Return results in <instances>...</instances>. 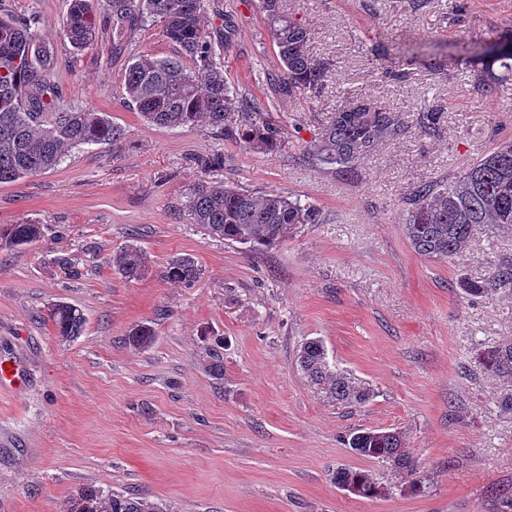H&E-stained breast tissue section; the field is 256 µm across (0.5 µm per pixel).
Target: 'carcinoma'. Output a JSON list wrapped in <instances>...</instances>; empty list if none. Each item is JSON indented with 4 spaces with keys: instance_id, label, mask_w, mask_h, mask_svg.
I'll return each instance as SVG.
<instances>
[{
    "instance_id": "carcinoma-1",
    "label": "carcinoma",
    "mask_w": 512,
    "mask_h": 512,
    "mask_svg": "<svg viewBox=\"0 0 512 512\" xmlns=\"http://www.w3.org/2000/svg\"><path fill=\"white\" fill-rule=\"evenodd\" d=\"M108 12L100 14L94 0H70L64 36L81 51L95 41L99 31L117 36L140 25L159 27L162 36L178 45L192 65L175 58H139L126 66L125 89L142 119L168 129L205 126L214 136L231 140L251 152L276 155L290 148L282 128L265 123L239 128L230 115L248 107L235 87L224 78V58L205 32L203 16L209 0H107ZM267 31L277 48L282 74L271 82L278 97L292 98L302 89L324 88L334 64L310 55V31L288 16L283 0H261ZM33 17L15 18L0 0V184L58 168L71 149L93 144H121L124 132L105 114L83 106L59 112L55 105L51 72L53 58L34 30ZM512 73V30L480 49ZM447 105L434 98L405 117L364 96H355L321 124L314 151L307 158L330 167L347 180L359 176L362 160L379 145L414 131L436 139L444 130ZM402 204L403 231L414 250L428 258L453 260L466 252L473 228L493 232L512 227V140L500 143L473 162L454 180L419 181L410 185ZM191 224H203L210 233L251 251L273 248L301 224H317L319 212L289 196L263 191H241L217 185L199 192L188 210ZM38 224H9L0 228V250L36 242ZM112 265L129 281L149 273L147 257L136 244L122 247ZM166 279L192 285L198 267L190 255L172 258L164 267ZM459 287L470 298L500 288H512V257L502 258L480 281L462 279ZM49 318L56 334L74 340L85 330L79 308L58 302ZM151 326L132 327L126 343L145 347L152 343ZM478 360L489 373L512 381V341L483 349ZM299 365L308 378L343 404H361L373 390L343 372L332 374L323 343L303 344ZM357 455L392 462L407 474H417L418 462L407 448L404 433L393 430H357L346 437ZM336 485L356 487L358 496L375 498L383 486L365 471L338 467L332 473ZM64 512H169L168 506L147 496H136L86 486L70 497Z\"/></svg>"
}]
</instances>
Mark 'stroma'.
Masks as SVG:
<instances>
[{
	"mask_svg": "<svg viewBox=\"0 0 512 512\" xmlns=\"http://www.w3.org/2000/svg\"><path fill=\"white\" fill-rule=\"evenodd\" d=\"M217 2L205 27L216 39L233 25L224 75L250 103L233 119L282 125L286 152L146 124L127 103L124 73L132 58L176 56L159 28L119 41L106 30L77 51L63 35L69 0H5L16 16H37L60 104L107 113L125 138L0 184V227L46 228L39 242L0 252V356L19 361L25 379L21 392L0 389V512H63L83 486L145 495L171 512H503L512 415L497 402L512 381L485 373L475 351L512 340V292L470 301L459 281L512 255V230L479 228L459 259L427 258L403 233L398 199L413 181L454 177L512 139V76L470 63L472 48L512 29V0H428L420 10L411 0H287L313 56L335 69L321 93L281 100L262 80L280 63L259 0ZM480 80L495 84L491 96L476 92ZM350 91L405 114L442 98L445 132L386 142L359 180H343L302 152ZM216 151L223 167L196 165ZM224 183L298 198L322 221L248 251L187 221L198 187ZM132 242L150 272L130 282L110 259ZM185 254L199 269L189 286L161 274ZM62 255L79 277L59 270ZM59 302L86 317L76 340L48 318ZM138 324L155 332L148 347L124 341ZM311 339L330 369L370 386L368 402L338 403L307 377L298 357ZM217 353L219 379L209 371ZM356 429L402 431L418 475L354 454L342 438ZM341 465L374 475L383 494L340 490L331 472ZM415 478L421 491L410 489Z\"/></svg>",
	"mask_w": 512,
	"mask_h": 512,
	"instance_id": "stroma-1",
	"label": "stroma"
}]
</instances>
